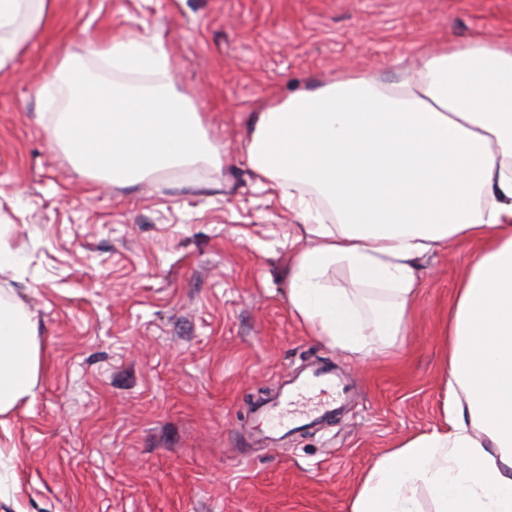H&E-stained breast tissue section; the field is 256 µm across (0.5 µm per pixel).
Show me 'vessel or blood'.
I'll return each instance as SVG.
<instances>
[{"instance_id": "b4317fda", "label": "vessel or blood", "mask_w": 512, "mask_h": 512, "mask_svg": "<svg viewBox=\"0 0 512 512\" xmlns=\"http://www.w3.org/2000/svg\"><path fill=\"white\" fill-rule=\"evenodd\" d=\"M347 392L335 368L319 366L299 375L278 397L258 404L256 411L265 425L254 434V442L266 444L296 429L321 423L342 408Z\"/></svg>"}]
</instances>
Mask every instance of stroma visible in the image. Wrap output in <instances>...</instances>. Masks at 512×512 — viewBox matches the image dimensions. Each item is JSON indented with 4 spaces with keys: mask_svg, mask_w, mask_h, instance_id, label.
I'll list each match as a JSON object with an SVG mask.
<instances>
[{
    "mask_svg": "<svg viewBox=\"0 0 512 512\" xmlns=\"http://www.w3.org/2000/svg\"><path fill=\"white\" fill-rule=\"evenodd\" d=\"M512 38V0H52L45 29L0 67V297L37 322L42 368L0 415V512H349L365 472L444 422L439 322L473 256L421 266L406 336L360 358L291 312L299 217L254 173L250 119L271 97L353 65L395 77L473 33ZM157 38L172 88L221 164L108 185L48 136L62 60ZM340 366L344 413L265 448L255 398L314 360Z\"/></svg>",
    "mask_w": 512,
    "mask_h": 512,
    "instance_id": "35a3bbf8",
    "label": "stroma"
}]
</instances>
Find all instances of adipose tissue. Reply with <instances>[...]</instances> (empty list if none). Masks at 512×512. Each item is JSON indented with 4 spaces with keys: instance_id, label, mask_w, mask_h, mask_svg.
Wrapping results in <instances>:
<instances>
[{
    "instance_id": "adipose-tissue-1",
    "label": "adipose tissue",
    "mask_w": 512,
    "mask_h": 512,
    "mask_svg": "<svg viewBox=\"0 0 512 512\" xmlns=\"http://www.w3.org/2000/svg\"><path fill=\"white\" fill-rule=\"evenodd\" d=\"M51 0H0V67L45 28ZM140 87L94 83L83 59L57 69L66 105L48 134L81 175L132 182L219 159L170 84L158 39L93 49ZM255 173L301 220L288 258L292 312L327 346L363 357L405 335L422 260L476 244L442 327L445 425L402 441L360 481L350 512H512V40L453 41L391 80L352 67L272 98L252 119ZM351 285L330 284L329 271ZM38 328L0 298V415L28 396Z\"/></svg>"
}]
</instances>
